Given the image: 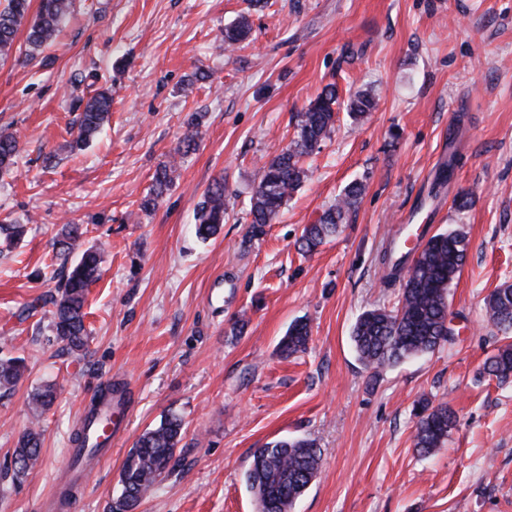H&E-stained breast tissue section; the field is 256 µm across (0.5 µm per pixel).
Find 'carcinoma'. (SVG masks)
Returning a JSON list of instances; mask_svg holds the SVG:
<instances>
[{
    "instance_id": "cac0c4a2",
    "label": "carcinoma",
    "mask_w": 512,
    "mask_h": 512,
    "mask_svg": "<svg viewBox=\"0 0 512 512\" xmlns=\"http://www.w3.org/2000/svg\"><path fill=\"white\" fill-rule=\"evenodd\" d=\"M73 0H39L34 14H29L30 0H8L0 11V57L8 56L22 24H27L26 41L37 50L53 41L60 25L71 12ZM249 27L239 22L224 28V47L229 48L247 39ZM375 100L367 91L358 92L349 99L346 111L353 119L362 117L374 108ZM340 103L336 88L328 86L306 109L297 115L296 135L291 145L268 162L257 173V184L250 197L251 234H264V227L273 223L307 177L302 158L313 154L333 131ZM112 112V90L103 88L83 105L77 118L78 135L73 147L82 148L109 121ZM200 116L192 114L187 121L182 146L177 153L194 149L198 136ZM19 153L18 140L9 133H0V175L9 173ZM176 165L170 162L156 170L150 193L141 202L144 211L153 210L174 182ZM364 185L352 182L323 212L318 221L304 227L302 248L314 251L326 239L336 235L359 203ZM229 199L224 179H216L202 195L196 207L195 233L207 240L217 234L224 223ZM87 230L80 224H66L58 236V255L74 257L70 267L63 270L57 285V295L51 297V331L64 342L74 355L86 353L89 331L84 307L90 286L100 277L101 253L98 247L84 246ZM467 250L466 234L460 229H448L430 237L416 256L402 252L394 239L383 252L381 261L389 266V278L402 280V292L395 310L370 309L363 311L352 329V340L362 362L379 369L406 357L434 352L438 347L452 343L448 328L449 292L453 280L460 273ZM486 313L491 323L504 335L512 334V285L494 289L485 300ZM310 335L307 323H292L283 336L280 348L292 355L306 349ZM26 370L20 357L0 358V388L10 389L23 377ZM482 373L504 383L512 377V343L501 345L484 363ZM116 387L100 390L91 407L72 435L76 448L88 445L87 422L98 408L112 401ZM417 417L413 439L415 450L421 455H432L443 448L451 429L456 424L455 414L448 406L430 402L415 408ZM183 420L171 415L160 424L144 431L136 440L120 474L124 496L115 498L109 512H134L146 490L159 483L173 470L176 449L184 437ZM41 435L30 429L18 440L14 450L17 474L23 476L40 460ZM321 467V449L309 439H281L255 449L247 483L256 496L259 512H291Z\"/></svg>"
}]
</instances>
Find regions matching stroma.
<instances>
[{
	"mask_svg": "<svg viewBox=\"0 0 512 512\" xmlns=\"http://www.w3.org/2000/svg\"><path fill=\"white\" fill-rule=\"evenodd\" d=\"M243 17L249 38L222 51L225 27ZM95 73L112 89V116L79 151L74 103ZM329 84L344 100L371 90L375 106L358 122L341 115L277 221L252 236L259 168ZM195 112L197 145L177 155ZM0 132L20 148L0 176V224L27 226L19 243L0 241V356L27 365L0 390V512H41L71 487L79 512H108L135 440L169 415L185 423L178 462L136 512H258L252 454L283 438L322 451L292 512H512V382L480 374L502 343L485 299L512 284V0H74L53 45L32 52L20 38L0 58ZM452 148L460 165L443 183ZM175 155L173 187L143 211ZM218 178L230 206L204 242L194 210ZM356 180L365 193L347 223L300 252L304 225ZM463 193L472 203L461 210ZM65 224L86 227L103 256L80 358L42 305L56 292ZM409 224L421 242L466 232L450 291L456 341L373 370L352 327L365 310L397 306L380 256ZM297 320L310 338L287 357L280 341ZM111 382L129 396L122 430L111 457L73 484L71 433ZM47 384L54 404L33 409ZM424 399L457 416L429 458L412 445ZM30 428L41 461L19 476L12 454Z\"/></svg>",
	"mask_w": 512,
	"mask_h": 512,
	"instance_id": "obj_1",
	"label": "stroma"
}]
</instances>
